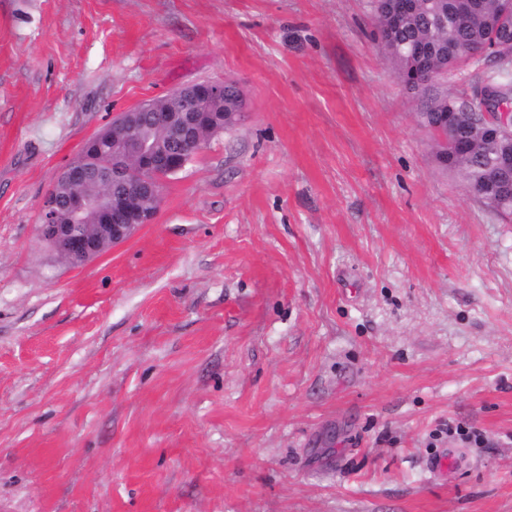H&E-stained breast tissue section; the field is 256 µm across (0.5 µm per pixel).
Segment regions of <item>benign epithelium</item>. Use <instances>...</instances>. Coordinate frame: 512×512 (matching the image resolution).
I'll return each instance as SVG.
<instances>
[{
	"instance_id": "7a95c632",
	"label": "benign epithelium",
	"mask_w": 512,
	"mask_h": 512,
	"mask_svg": "<svg viewBox=\"0 0 512 512\" xmlns=\"http://www.w3.org/2000/svg\"><path fill=\"white\" fill-rule=\"evenodd\" d=\"M166 98L182 101L179 110L161 109L147 100L143 108L157 109L151 124L164 144L150 147L135 139L141 123L140 108L122 112L106 128V134L87 140L77 156L62 170L56 185L66 190L65 203L51 191L42 204L40 236L73 267L108 252L131 239L145 224L153 222L157 210L142 204L144 196L162 201L158 187L188 164L186 153L200 149L201 135L221 121V114L208 105L224 104V83L203 81L173 89ZM484 139L490 149L491 175L477 185L480 193L497 191V184L512 173V112H485ZM473 118L470 112H450L441 139L458 146V130ZM105 171L104 194L92 198L85 192L86 177L93 170ZM92 212L96 223L83 224Z\"/></svg>"
}]
</instances>
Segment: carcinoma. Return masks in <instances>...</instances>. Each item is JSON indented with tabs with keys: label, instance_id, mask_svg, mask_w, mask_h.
Here are the masks:
<instances>
[{
	"label": "carcinoma",
	"instance_id": "cac0c4a2",
	"mask_svg": "<svg viewBox=\"0 0 512 512\" xmlns=\"http://www.w3.org/2000/svg\"><path fill=\"white\" fill-rule=\"evenodd\" d=\"M459 0H414L412 12L391 22L396 0H374L378 39L394 64L397 77L423 103L420 117L431 127L436 118L448 113L449 106L469 109L474 93L447 92L439 79L451 75L469 59L468 50L499 46L492 55L477 59V86L495 84L500 96L512 101V15L499 16L498 0H471L466 18L459 17ZM465 148L448 154V168L463 174L465 182H478L487 176L488 149L476 142L473 129L458 132Z\"/></svg>",
	"mask_w": 512,
	"mask_h": 512
}]
</instances>
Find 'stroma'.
I'll use <instances>...</instances> for the list:
<instances>
[{
    "label": "stroma",
    "instance_id": "35a3bbf8",
    "mask_svg": "<svg viewBox=\"0 0 512 512\" xmlns=\"http://www.w3.org/2000/svg\"><path fill=\"white\" fill-rule=\"evenodd\" d=\"M374 31L372 0H0V512H512V220ZM203 80L236 126L69 267L60 170Z\"/></svg>",
    "mask_w": 512,
    "mask_h": 512
}]
</instances>
